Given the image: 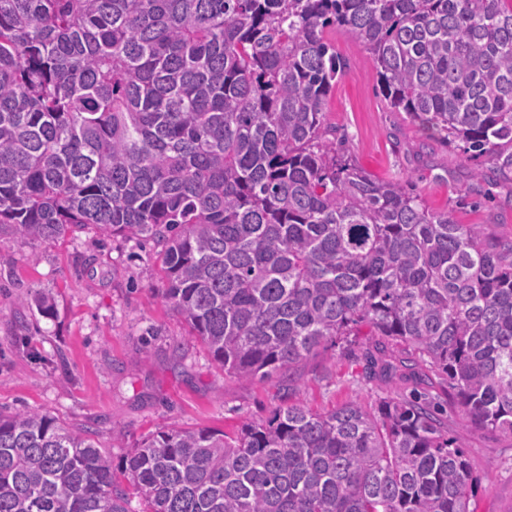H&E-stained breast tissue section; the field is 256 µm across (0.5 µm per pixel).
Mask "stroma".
<instances>
[{
    "label": "stroma",
    "mask_w": 512,
    "mask_h": 512,
    "mask_svg": "<svg viewBox=\"0 0 512 512\" xmlns=\"http://www.w3.org/2000/svg\"><path fill=\"white\" fill-rule=\"evenodd\" d=\"M328 38L346 68L325 121L345 135L348 157L376 179L412 182L428 208L452 210L459 223L482 225L490 240L511 244L512 174L473 179L482 160L391 111L363 46L336 30ZM161 288L155 250L120 236L104 239L90 228L58 241L0 237V411L33 409L64 426H91L118 460L171 421L231 435L282 405L328 411L429 391L481 479L473 512H512V437L462 422L442 377L370 374L366 355L380 339L361 335L291 372L240 380L225 374ZM38 292L52 295V309L30 310L18 323L19 299Z\"/></svg>",
    "instance_id": "1"
}]
</instances>
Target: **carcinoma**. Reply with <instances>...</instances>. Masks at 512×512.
Listing matches in <instances>:
<instances>
[{"label":"carcinoma","instance_id":"1","mask_svg":"<svg viewBox=\"0 0 512 512\" xmlns=\"http://www.w3.org/2000/svg\"><path fill=\"white\" fill-rule=\"evenodd\" d=\"M362 43L390 107L512 171V0H0V234L150 242L224 373L368 331L369 369L446 376L512 437V244L351 163L325 123ZM428 402L295 403L230 437L168 423L117 465L93 432L0 412V512H472Z\"/></svg>","mask_w":512,"mask_h":512}]
</instances>
